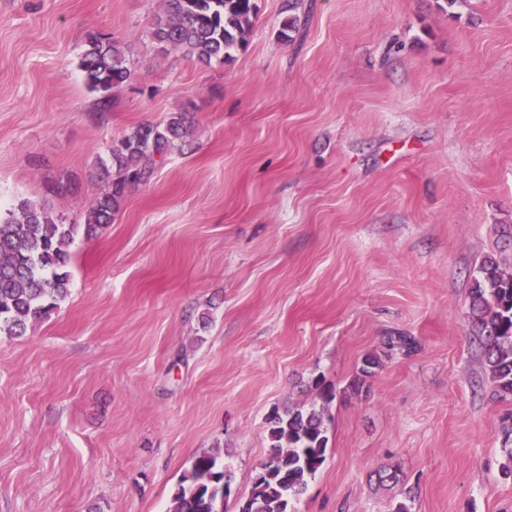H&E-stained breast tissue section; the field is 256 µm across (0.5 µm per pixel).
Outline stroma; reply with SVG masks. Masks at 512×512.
I'll list each match as a JSON object with an SVG mask.
<instances>
[{"label":"stroma","instance_id":"obj_1","mask_svg":"<svg viewBox=\"0 0 512 512\" xmlns=\"http://www.w3.org/2000/svg\"><path fill=\"white\" fill-rule=\"evenodd\" d=\"M441 2L255 0L246 50L205 66L154 39L163 0H0L1 215L29 200L82 227L129 129L193 117L78 232L65 300L0 335V512H168L215 451L240 512L268 416L316 379L329 442L295 512H512V398L469 323L481 262L512 273V0ZM91 31L132 72L107 112Z\"/></svg>","mask_w":512,"mask_h":512}]
</instances>
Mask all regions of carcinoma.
Instances as JSON below:
<instances>
[{
    "label": "carcinoma",
    "mask_w": 512,
    "mask_h": 512,
    "mask_svg": "<svg viewBox=\"0 0 512 512\" xmlns=\"http://www.w3.org/2000/svg\"><path fill=\"white\" fill-rule=\"evenodd\" d=\"M256 15L254 0H165L164 13L153 24L161 44L196 57L202 63L234 60L247 47V33ZM80 66L87 89L100 95V110L112 105V92L132 75L120 42L100 33L86 37ZM191 118L179 112L164 124L132 128L111 149V167L104 168L107 190L91 204L85 231L91 235L112 223V214L133 188L153 177L168 145L188 132ZM75 224H58L46 209L23 201L18 213L0 218V334L25 335L28 326L45 317L69 291L70 245ZM471 330L497 393L512 396V273L494 258L478 268L470 291ZM380 359H363L353 387L359 389L376 373ZM318 401L311 406L274 411L268 418L269 467L254 478L250 498L241 512H286L304 492L307 479L325 462L326 418L335 399L332 388L313 382ZM231 483L230 472L217 453L196 457L172 497L169 512H220L210 495L213 481Z\"/></svg>",
    "instance_id": "1"
}]
</instances>
